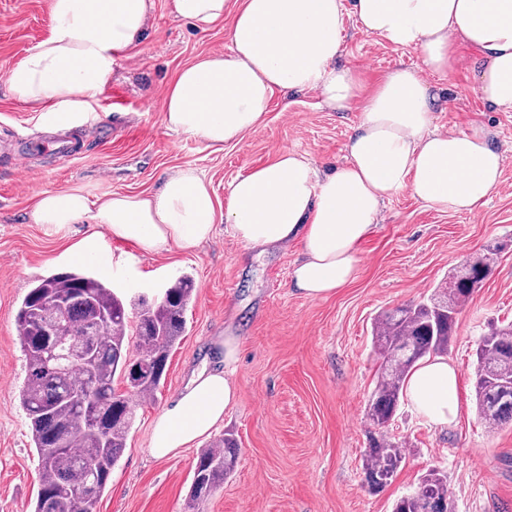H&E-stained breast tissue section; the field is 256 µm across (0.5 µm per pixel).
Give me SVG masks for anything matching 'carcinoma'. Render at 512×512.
I'll list each match as a JSON object with an SVG mask.
<instances>
[{
    "instance_id": "obj_1",
    "label": "carcinoma",
    "mask_w": 512,
    "mask_h": 512,
    "mask_svg": "<svg viewBox=\"0 0 512 512\" xmlns=\"http://www.w3.org/2000/svg\"><path fill=\"white\" fill-rule=\"evenodd\" d=\"M481 259L483 267L453 271L427 299L397 306L373 323V343L382 362L367 405L369 448L363 470L375 493L392 484L405 459L403 446L386 435L406 379L420 360L448 351L458 308L491 273L493 252ZM194 289L193 279L182 275L156 301L129 300L89 265L53 272L30 288L16 323L27 361L21 402L40 466L34 512H93L126 449L135 398L153 394L165 375L170 351L185 330ZM50 308L69 333L84 337L86 364L71 365L63 349H51ZM474 393L488 427L512 424V325L481 339ZM235 462L228 438L203 451L190 500L210 496ZM393 512H453L447 475L428 471L415 493L396 501Z\"/></svg>"
}]
</instances>
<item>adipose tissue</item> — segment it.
I'll list each match as a JSON object with an SVG mask.
<instances>
[{"instance_id":"ef3b65f1","label":"adipose tissue","mask_w":512,"mask_h":512,"mask_svg":"<svg viewBox=\"0 0 512 512\" xmlns=\"http://www.w3.org/2000/svg\"><path fill=\"white\" fill-rule=\"evenodd\" d=\"M175 16L204 31L230 18L228 51L183 67L162 102L166 127L213 150L264 123L275 91L315 90L325 107L361 101L363 119L349 136L346 160L322 174L284 149L235 178L224 210L197 170L166 174L148 197L111 193L94 200L70 188L43 193L30 218L52 239L68 241L80 263L101 259L107 239L142 252H192L210 240L216 216L245 247L265 252L300 240L293 288L323 299L356 277L359 246L378 224L386 200L409 191L437 210L471 213L498 189L503 153L480 125L462 133L435 125L436 93L427 74H445L464 43L479 52L472 70L483 99L512 110V0H171ZM154 0H51L49 36L10 69L11 96L39 112L47 127L94 119L93 104L116 63L141 46ZM362 32L419 52L421 68L397 67L363 93L358 74L338 65L343 16ZM90 231L73 238L74 225ZM239 342L213 344L215 367H201L156 417L148 447L164 459L210 435L239 399ZM407 396L427 423L445 427L461 411L459 376L448 360H427Z\"/></svg>"}]
</instances>
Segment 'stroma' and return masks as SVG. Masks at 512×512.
Returning a JSON list of instances; mask_svg holds the SVG:
<instances>
[{"label": "stroma", "mask_w": 512, "mask_h": 512, "mask_svg": "<svg viewBox=\"0 0 512 512\" xmlns=\"http://www.w3.org/2000/svg\"><path fill=\"white\" fill-rule=\"evenodd\" d=\"M51 0H0V512H33L38 455L19 392L27 375L16 314L31 285L69 268L65 243L46 237L28 214L45 191L79 188L91 196L149 195L165 173L200 170L217 207L233 179L271 161L282 149L320 168L342 163L362 118L324 108L316 91L275 93L264 124L223 150L174 133L163 123L166 83L183 66L229 47L228 22L207 31L175 18L170 0H155L143 45L120 60L98 96V118L73 129L71 158L34 153L14 171L15 134L43 135L39 113L8 95L5 79L27 49L51 31ZM339 62L372 90L390 69L417 67V51L389 45L344 20ZM448 75L431 76L440 98V130L484 126L503 151L495 195L474 213H442L401 192L385 202L381 221L361 244L356 278L327 299L291 286L302 246L292 242L256 256L217 222L213 238L190 253L143 255L130 242L108 241L113 288L127 296L159 290L180 274L195 281L186 329L153 398L138 404L127 448L94 512H392L428 470L448 476L454 512H512V425L491 430L474 396L475 350L492 328L512 324V111L494 109L478 93L470 66L477 52L462 44ZM495 249L490 276L462 306L447 357L461 377V412L444 428L427 424L402 401L389 428L405 445L391 485L369 491L363 473L369 446L365 406L380 361L372 323L385 311L429 297L465 259ZM240 341L235 380L239 400L220 430L166 459L151 455L152 422L211 356L216 336ZM233 435V474L208 498L190 502L193 470L214 440Z\"/></svg>", "instance_id": "obj_1"}]
</instances>
